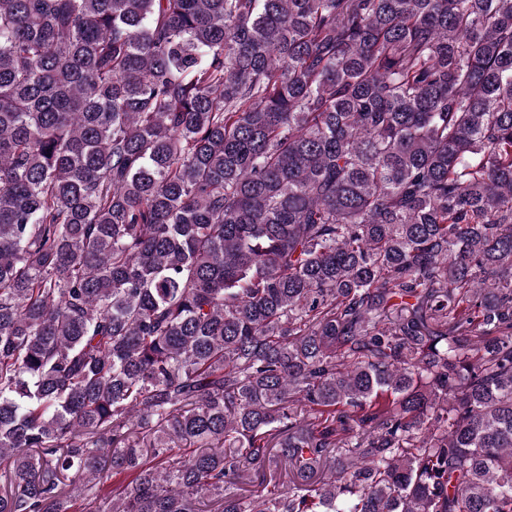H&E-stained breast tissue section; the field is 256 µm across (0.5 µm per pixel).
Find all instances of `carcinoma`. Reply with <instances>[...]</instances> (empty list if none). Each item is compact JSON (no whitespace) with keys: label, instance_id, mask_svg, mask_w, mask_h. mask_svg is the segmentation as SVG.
Here are the masks:
<instances>
[{"label":"carcinoma","instance_id":"1","mask_svg":"<svg viewBox=\"0 0 512 512\" xmlns=\"http://www.w3.org/2000/svg\"><path fill=\"white\" fill-rule=\"evenodd\" d=\"M512 512V0H0V512Z\"/></svg>","mask_w":512,"mask_h":512}]
</instances>
